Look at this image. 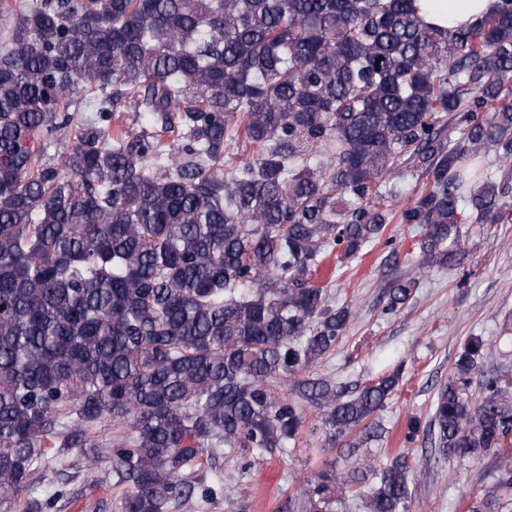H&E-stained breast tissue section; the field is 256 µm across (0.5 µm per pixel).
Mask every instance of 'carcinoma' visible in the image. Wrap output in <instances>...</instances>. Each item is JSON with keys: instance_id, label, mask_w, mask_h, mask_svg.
<instances>
[{"instance_id": "cac0c4a2", "label": "carcinoma", "mask_w": 512, "mask_h": 512, "mask_svg": "<svg viewBox=\"0 0 512 512\" xmlns=\"http://www.w3.org/2000/svg\"><path fill=\"white\" fill-rule=\"evenodd\" d=\"M78 103L95 116L68 134ZM410 168L426 182L385 207L380 182ZM509 217L512 0L454 29L416 0H29L0 52V506L42 512L28 494L74 448L118 512L231 499L201 461L284 452L311 407L321 451L365 465L325 464L281 512H409L422 434L444 460L490 458L468 512H512V393L499 370L470 393L493 344L466 341L384 462L400 372L346 393L309 376L353 316L315 284L325 257L345 266L394 221L440 268L461 225ZM415 288L393 280L385 311Z\"/></svg>"}]
</instances>
